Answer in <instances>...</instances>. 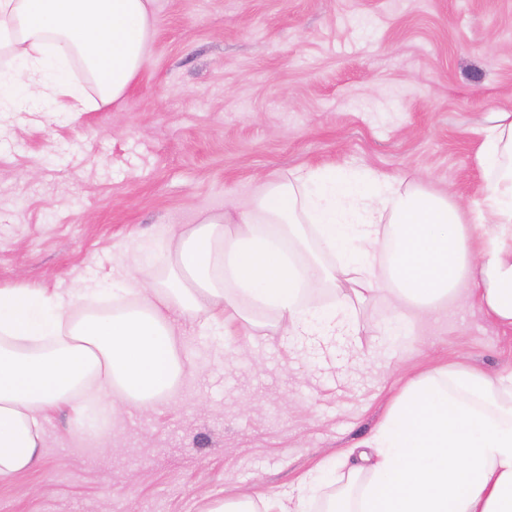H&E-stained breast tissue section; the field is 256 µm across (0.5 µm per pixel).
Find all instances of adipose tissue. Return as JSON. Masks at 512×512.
Masks as SVG:
<instances>
[{"label":"adipose tissue","mask_w":512,"mask_h":512,"mask_svg":"<svg viewBox=\"0 0 512 512\" xmlns=\"http://www.w3.org/2000/svg\"><path fill=\"white\" fill-rule=\"evenodd\" d=\"M153 0H0V112L69 99V111L113 104L148 55ZM95 91L85 97L68 62ZM482 196L472 207L372 169L333 167L266 183L235 216L169 230L167 249L136 248L123 276L131 308L73 316L89 288H0V477L42 457L44 426L93 398L113 416L153 409L184 372L179 321L241 328L248 301L286 329H350L356 304L380 295L427 316L467 291L512 330V113H496L477 151ZM173 276L158 283V267ZM338 309L321 306L318 289ZM345 469L326 512H512V374L462 363L410 378Z\"/></svg>","instance_id":"1"}]
</instances>
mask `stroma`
<instances>
[{"instance_id":"1","label":"stroma","mask_w":512,"mask_h":512,"mask_svg":"<svg viewBox=\"0 0 512 512\" xmlns=\"http://www.w3.org/2000/svg\"><path fill=\"white\" fill-rule=\"evenodd\" d=\"M126 97L0 115V286L121 295L125 246L182 230L299 169L398 175L475 201L476 153L512 112V0H154ZM247 338L192 323L173 396L99 429L68 411L44 461L0 478V512H204L355 446L439 363L512 373V334L466 296L406 335L390 299L298 336L243 304Z\"/></svg>"}]
</instances>
